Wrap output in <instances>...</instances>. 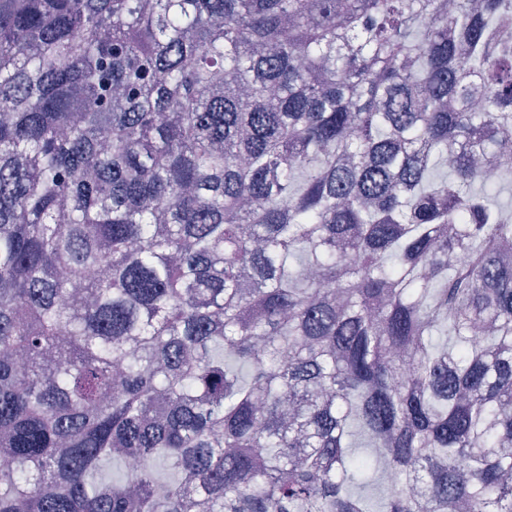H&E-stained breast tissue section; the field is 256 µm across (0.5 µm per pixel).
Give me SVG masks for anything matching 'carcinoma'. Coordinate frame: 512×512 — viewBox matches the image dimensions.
<instances>
[{
	"instance_id": "cac0c4a2",
	"label": "carcinoma",
	"mask_w": 512,
	"mask_h": 512,
	"mask_svg": "<svg viewBox=\"0 0 512 512\" xmlns=\"http://www.w3.org/2000/svg\"><path fill=\"white\" fill-rule=\"evenodd\" d=\"M508 153L512 0H0V512H512Z\"/></svg>"
}]
</instances>
